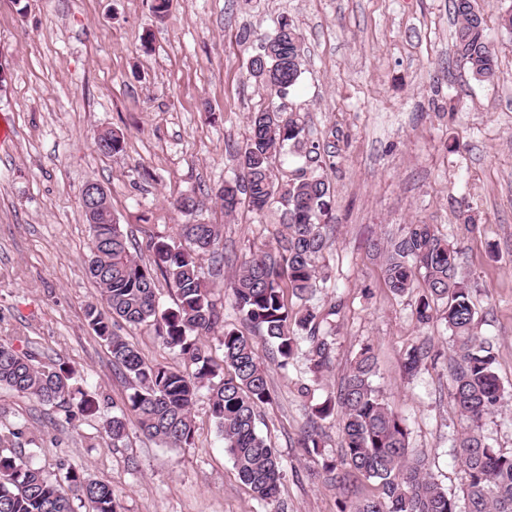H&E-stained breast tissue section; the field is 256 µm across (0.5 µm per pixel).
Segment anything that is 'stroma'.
Masks as SVG:
<instances>
[{
	"label": "stroma",
	"instance_id": "35a3bbf8",
	"mask_svg": "<svg viewBox=\"0 0 512 512\" xmlns=\"http://www.w3.org/2000/svg\"><path fill=\"white\" fill-rule=\"evenodd\" d=\"M498 65L494 82L451 63L456 20L450 0H170L164 17L152 0H0V341L64 362L100 400L101 415L73 423L63 412L0 387V431L51 475L84 467L111 485L120 512H338L340 499L375 492L358 479L331 486L320 464L341 453L338 418L323 421L321 457L298 442L311 427L310 399L336 397L361 347L374 345L373 378L405 418L409 453L461 495L450 441L467 424L450 396L453 342L441 322H418L415 298L387 287L372 245L407 224H432L457 242L460 272L472 287L477 330L491 337L497 372L512 387V35L497 27L512 0H481ZM302 35L303 66L288 96L306 119L315 162L292 153L276 165H307L333 191L329 246L320 262L327 286L313 304L338 306L322 323L332 358L312 374L306 352L280 368L259 343L272 401L258 429L276 448L284 477L275 501L253 498L235 471L199 397L191 447L147 438L135 419L112 443L102 430L130 392L84 321L96 285L87 272L83 186L101 183L131 250L150 262V242L177 236L183 218L170 201L196 195L194 224L222 227L224 268L212 298L224 328L250 326L232 306L227 282L250 252L271 243L281 210L241 207L225 216L215 197L239 173L248 117L268 103L248 64L280 15ZM124 136L123 150L97 151L99 133ZM470 208L477 222L461 228ZM149 361L178 363L153 325H114ZM427 355L420 371L402 368L411 345Z\"/></svg>",
	"mask_w": 512,
	"mask_h": 512
}]
</instances>
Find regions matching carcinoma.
I'll return each instance as SVG.
<instances>
[{"label":"carcinoma","mask_w":512,"mask_h":512,"mask_svg":"<svg viewBox=\"0 0 512 512\" xmlns=\"http://www.w3.org/2000/svg\"><path fill=\"white\" fill-rule=\"evenodd\" d=\"M452 3L457 18L453 42L457 64L475 80L493 82L497 68L478 0ZM300 42L293 21L282 16L274 34L250 59L251 67L267 69L266 89L273 99L289 95L299 82ZM95 146L105 155L117 154L123 150V136L105 131L95 138ZM317 150L318 146L308 143L300 113L261 108L249 116V137L238 152L240 174L216 191L227 216L243 202L256 213L275 203L283 207V230L276 233L274 244L251 252L228 288L240 316L275 346L280 366L294 359L301 339H309L315 374L329 365L331 353V342L320 334L321 313L309 306L326 287L318 262L329 242L322 220L331 207V186L323 176L304 168L284 182L275 162L285 151L309 157ZM171 205L180 215L191 216L200 202L192 195H181ZM98 221L91 234L88 273L97 284L99 299L86 306L84 320L104 342L112 367L132 382V393L120 413L104 420V432L112 443L122 441L127 416L132 415L145 436L169 448L186 447L195 431L192 408L205 389L211 416L239 478L255 499L276 497L282 464L256 425L260 408L271 400L256 342L235 330L224 331L220 363L204 342L221 322L202 266L203 257L208 256L212 271L221 270V225H179L181 241L153 242L152 261L144 264L130 251L121 225L108 222L104 215ZM379 251L391 292L403 296L424 288L416 301L418 321L426 324L436 318L453 336L451 397L468 421L451 443L463 493L460 498L449 494L427 471L424 460L409 457L408 427L373 385L375 353L368 344L351 364L338 402L327 398L312 406L320 420L333 417L341 408V455L323 462L330 480L344 489L363 477L380 491L379 496L353 502L341 512H512V454L492 448L479 431L484 415L512 400V394L505 391L497 374L492 343L476 331L478 315L471 288L459 274L457 244L440 236L432 224H408ZM159 273L176 296L174 306L164 310L157 297ZM290 295L304 304L298 318L290 311ZM117 318L130 325L154 323L163 342L177 350L182 365L147 361L112 330ZM424 357V347H410L404 370L416 372ZM72 379L73 372L64 365L36 364L30 354L0 342V386L61 408L69 423L100 411L96 397ZM75 499L88 503L90 512H119L112 485L91 478L84 468L70 465L63 477L53 478L17 452L0 448V512H74Z\"/></svg>","instance_id":"obj_1"}]
</instances>
